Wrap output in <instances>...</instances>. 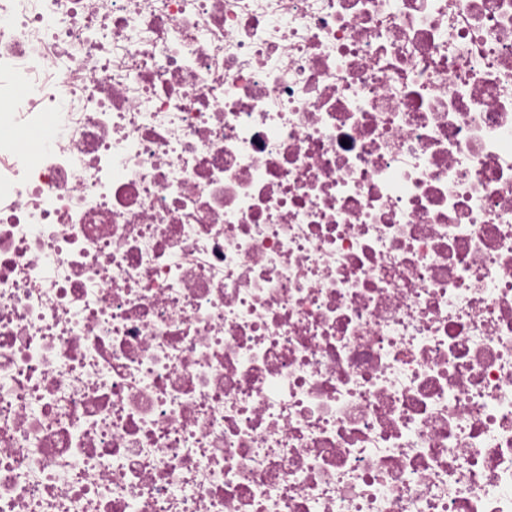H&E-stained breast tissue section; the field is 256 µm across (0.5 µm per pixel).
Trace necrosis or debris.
I'll use <instances>...</instances> for the list:
<instances>
[{"instance_id": "4bbe7bcc", "label": "necrosis or debris", "mask_w": 512, "mask_h": 512, "mask_svg": "<svg viewBox=\"0 0 512 512\" xmlns=\"http://www.w3.org/2000/svg\"><path fill=\"white\" fill-rule=\"evenodd\" d=\"M0 512H512V0H0Z\"/></svg>"}]
</instances>
